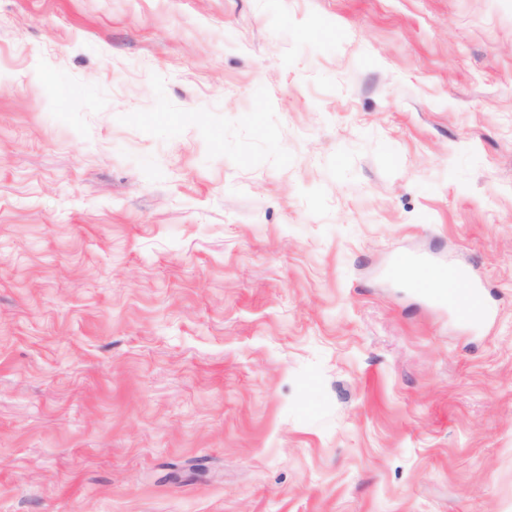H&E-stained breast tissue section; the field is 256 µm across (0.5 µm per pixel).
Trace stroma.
Here are the masks:
<instances>
[{"label":"stroma","mask_w":512,"mask_h":512,"mask_svg":"<svg viewBox=\"0 0 512 512\" xmlns=\"http://www.w3.org/2000/svg\"><path fill=\"white\" fill-rule=\"evenodd\" d=\"M0 512H512V0H0ZM386 274L410 281V288L418 295L447 308L452 317L471 327H481L492 316L482 282L449 258L402 251L393 257Z\"/></svg>","instance_id":"35a3bbf8"}]
</instances>
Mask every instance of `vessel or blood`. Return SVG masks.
I'll use <instances>...</instances> for the list:
<instances>
[{
	"label": "vessel or blood",
	"mask_w": 512,
	"mask_h": 512,
	"mask_svg": "<svg viewBox=\"0 0 512 512\" xmlns=\"http://www.w3.org/2000/svg\"><path fill=\"white\" fill-rule=\"evenodd\" d=\"M386 274L408 280L418 295L471 327H481L492 316L482 282L453 260L402 251L393 257Z\"/></svg>",
	"instance_id": "b4317fda"
}]
</instances>
